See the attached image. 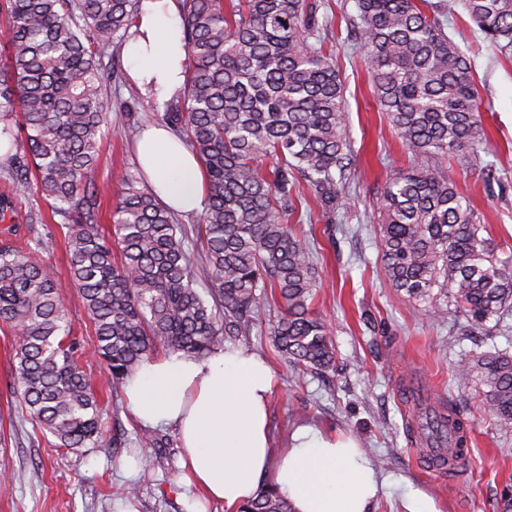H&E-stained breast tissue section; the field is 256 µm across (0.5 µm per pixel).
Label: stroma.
<instances>
[{"label": "stroma", "instance_id": "stroma-1", "mask_svg": "<svg viewBox=\"0 0 512 512\" xmlns=\"http://www.w3.org/2000/svg\"><path fill=\"white\" fill-rule=\"evenodd\" d=\"M353 13V0H324L317 16L325 47L338 61L356 171L330 206L301 189L289 217L317 266L312 308L327 322L335 365L323 374L301 376L284 362L269 334L282 311L276 301L256 315L246 333L223 344L256 352L270 364L275 447H283L301 424L355 440L380 483L371 512H408L413 498L427 512H502L504 497L512 496V432H501L481 415V383L458 387L454 371L461 361L486 351L512 354V317L478 328L449 312L444 302L422 316L415 302L386 280L380 193L389 176L418 161L405 153L373 96ZM444 30L474 66L485 138L478 151L465 150L438 164L484 215L504 258L512 255V59L489 46L465 11L450 16ZM99 52L103 66H117L121 74L105 90L112 126L101 143L96 173L112 190L103 200L108 213L120 179L139 171L132 140L148 125L152 103L130 82L126 63L113 62L111 45ZM66 233L62 218L35 195L0 220V245L41 241L39 257L60 284L81 344L80 361L100 381L105 433L96 448L53 447L52 436L40 432L19 404L11 385L19 337L0 324V474L8 478L0 491V512H226L223 503L203 501L184 480L175 429L159 426L161 447H140L143 427L123 397L103 385L106 369L96 355L93 327L69 281ZM427 403L474 419L470 452L455 480L426 470L414 454L426 445L415 421Z\"/></svg>", "mask_w": 512, "mask_h": 512}]
</instances>
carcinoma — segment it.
Here are the masks:
<instances>
[{"label":"carcinoma","mask_w":512,"mask_h":512,"mask_svg":"<svg viewBox=\"0 0 512 512\" xmlns=\"http://www.w3.org/2000/svg\"><path fill=\"white\" fill-rule=\"evenodd\" d=\"M138 0H0L10 55L0 68V112H16L7 157L10 194L0 217L31 193L51 201L68 229L70 281L93 326L113 392L160 350L205 356L251 324L278 296L270 334L302 372L330 368L333 344L311 308L318 288L306 242L288 226L304 180L336 201L354 160L342 83L323 44L314 0H179L188 51L183 93L157 120L202 164L208 194L201 247L185 246L175 216L132 174L121 180L113 231L101 224L96 168L110 124L105 69L95 45L123 54ZM458 0H355L360 51L374 97L412 155L476 150L484 128L470 61L440 17ZM491 47L512 57V0H464ZM275 161L270 173L263 162ZM380 245L390 285L430 312L446 290L473 324L512 313V262L455 181L430 166L398 172L381 195ZM208 283L197 288L198 273ZM0 323L20 334L14 385L21 405L57 448H96L102 408L79 360L57 281L35 250L0 247ZM478 374L482 412L512 431V355L461 364ZM240 512H292L265 482Z\"/></svg>","instance_id":"carcinoma-1"}]
</instances>
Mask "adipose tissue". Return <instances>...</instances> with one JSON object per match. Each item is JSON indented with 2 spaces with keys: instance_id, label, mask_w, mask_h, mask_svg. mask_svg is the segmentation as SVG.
<instances>
[{
  "instance_id": "adipose-tissue-1",
  "label": "adipose tissue",
  "mask_w": 512,
  "mask_h": 512,
  "mask_svg": "<svg viewBox=\"0 0 512 512\" xmlns=\"http://www.w3.org/2000/svg\"><path fill=\"white\" fill-rule=\"evenodd\" d=\"M124 56L142 95L163 99L183 88L187 50L176 0H140ZM135 152L165 204L183 215L202 210L207 190L201 165L168 129H145ZM272 387L264 358L224 348L203 357L154 356L128 379L124 393L142 427L177 430L188 480L223 502L226 512H237L267 479L295 512H369L378 483L353 439L300 426L286 447H274Z\"/></svg>"
}]
</instances>
